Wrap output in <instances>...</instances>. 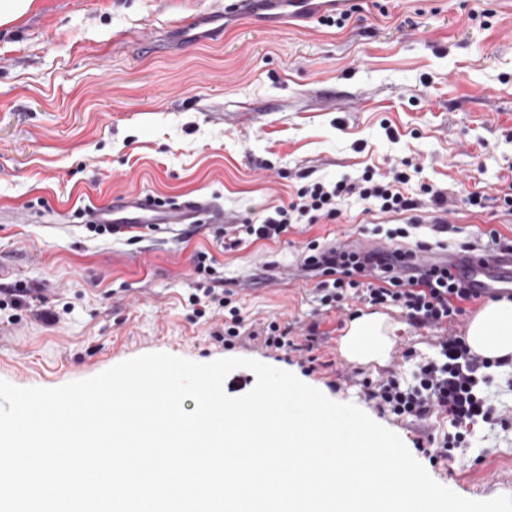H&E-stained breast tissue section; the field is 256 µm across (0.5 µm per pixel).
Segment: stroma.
Listing matches in <instances>:
<instances>
[{
  "label": "stroma",
  "instance_id": "obj_1",
  "mask_svg": "<svg viewBox=\"0 0 512 512\" xmlns=\"http://www.w3.org/2000/svg\"><path fill=\"white\" fill-rule=\"evenodd\" d=\"M0 26V289L26 291L0 308V380L53 388L165 352L198 363L242 357L289 371L329 399L351 403L396 433L359 385L332 388L333 370L255 342L210 338L223 314L197 318L187 296L194 257H214L246 324L277 320L295 336L318 324L328 359L349 312L316 311L298 263L312 239L376 243L378 223L351 198L338 221L289 228L279 242L226 251L217 225L128 240L96 236L76 218L151 195L204 198L224 221L258 217L305 182H333L409 159L415 180L441 190L446 210L415 211L430 238L451 225L455 250L494 228L512 237L498 198L512 188V0H356L340 25L289 20L282 5L239 16L231 0H38ZM486 208L466 207L469 193ZM58 313L47 324L44 312ZM435 329L406 325L390 359L363 367L375 379L409 376L400 355H433ZM496 371L487 392L506 425L476 428L464 455L415 458L441 485L471 500L512 496V385Z\"/></svg>",
  "mask_w": 512,
  "mask_h": 512
}]
</instances>
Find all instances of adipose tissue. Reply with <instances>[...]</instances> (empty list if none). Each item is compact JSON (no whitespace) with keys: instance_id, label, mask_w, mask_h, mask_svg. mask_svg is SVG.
Here are the masks:
<instances>
[{"instance_id":"adipose-tissue-1","label":"adipose tissue","mask_w":512,"mask_h":512,"mask_svg":"<svg viewBox=\"0 0 512 512\" xmlns=\"http://www.w3.org/2000/svg\"><path fill=\"white\" fill-rule=\"evenodd\" d=\"M401 328V323L386 314L359 313L340 337L338 350L353 363L384 364ZM465 341L472 351L487 359L512 358V299L504 297L484 303L471 317Z\"/></svg>"}]
</instances>
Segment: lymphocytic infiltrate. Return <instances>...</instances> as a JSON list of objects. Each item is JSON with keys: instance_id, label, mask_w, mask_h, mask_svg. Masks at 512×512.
<instances>
[{"instance_id": "lymphocytic-infiltrate-1", "label": "lymphocytic infiltrate", "mask_w": 512, "mask_h": 512, "mask_svg": "<svg viewBox=\"0 0 512 512\" xmlns=\"http://www.w3.org/2000/svg\"><path fill=\"white\" fill-rule=\"evenodd\" d=\"M410 181L407 170L395 168L386 173L368 170L361 177L346 176L332 184L313 182L298 188L287 203L273 207L264 216L231 225L233 238L229 245L234 248L245 242H276L300 221L312 224L321 219L336 220L341 215V203L352 197L385 215L408 214L406 226L373 229L374 234H385L391 240L408 238L410 229L418 225L410 213L420 206L419 199L408 191ZM430 230L433 240L381 252L328 246L313 239L305 244L300 261L316 280L312 294L323 310H340L351 301L373 307L391 305L400 308L411 325L437 329L435 357L418 358L410 350L402 354L412 364L411 383H401L393 374L360 381L366 400L380 410L417 423L433 417L448 423L450 430L442 437L425 432L415 440L416 448L437 463L462 453L477 424L499 420L485 389L492 381L491 369L512 362L486 359L474 353L463 336L450 332V324L464 312V303L476 300L477 295L462 280L452 277L447 268L414 262L415 253L446 249L443 235L448 231L447 224L435 223ZM213 262L208 253H197L198 282L188 296L198 317L223 311L224 325L212 332V339L229 344L245 334L276 352L296 350L290 325L272 320L244 331L241 311L232 292L222 288L220 279L215 278Z\"/></svg>"}]
</instances>
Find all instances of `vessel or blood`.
Masks as SVG:
<instances>
[{"instance_id":"obj_1","label":"vessel or blood","mask_w":512,"mask_h":512,"mask_svg":"<svg viewBox=\"0 0 512 512\" xmlns=\"http://www.w3.org/2000/svg\"><path fill=\"white\" fill-rule=\"evenodd\" d=\"M97 220L112 224L193 225L202 222L220 224L224 211L212 202L195 200H158L133 198L110 210H95ZM450 273H464L471 288L479 293L504 289L512 285V252L501 251L483 256H448Z\"/></svg>"}]
</instances>
